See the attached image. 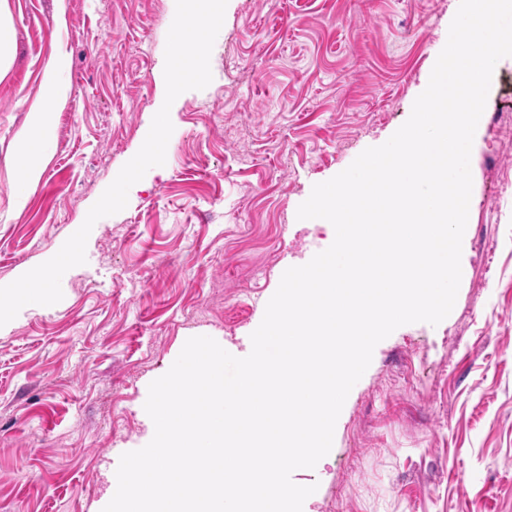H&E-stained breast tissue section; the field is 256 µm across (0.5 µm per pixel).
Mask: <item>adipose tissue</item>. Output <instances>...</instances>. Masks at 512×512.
Wrapping results in <instances>:
<instances>
[{
	"label": "adipose tissue",
	"mask_w": 512,
	"mask_h": 512,
	"mask_svg": "<svg viewBox=\"0 0 512 512\" xmlns=\"http://www.w3.org/2000/svg\"><path fill=\"white\" fill-rule=\"evenodd\" d=\"M66 60L50 56L42 73V94L38 104L28 112L25 130L15 145L17 173L23 188L38 185L44 172L43 145L55 132L57 106L63 95L61 74Z\"/></svg>",
	"instance_id": "1"
}]
</instances>
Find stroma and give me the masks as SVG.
I'll list each match as a JSON object with an SVG mask.
<instances>
[{
  "label": "stroma",
  "instance_id": "obj_1",
  "mask_svg": "<svg viewBox=\"0 0 512 512\" xmlns=\"http://www.w3.org/2000/svg\"><path fill=\"white\" fill-rule=\"evenodd\" d=\"M453 0H229L213 79L177 97L163 166L94 225L62 300L0 330V512H102L144 405L187 339L237 357L288 268L333 242L298 219L314 184L408 119ZM15 61L0 80V284L52 258L139 151L165 98L175 0H8ZM66 94L45 170L14 201L13 141L51 53ZM462 278L436 326L374 349L330 453L292 475L302 512H512V57L472 145ZM264 277L250 296L238 283Z\"/></svg>",
  "mask_w": 512,
  "mask_h": 512
}]
</instances>
